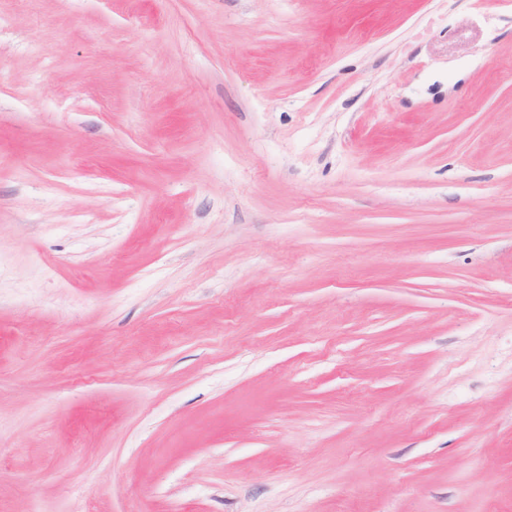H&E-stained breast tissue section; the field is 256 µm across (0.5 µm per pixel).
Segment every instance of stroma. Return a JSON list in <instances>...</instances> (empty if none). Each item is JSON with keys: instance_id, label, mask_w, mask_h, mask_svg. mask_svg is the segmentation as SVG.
<instances>
[{"instance_id": "obj_1", "label": "stroma", "mask_w": 512, "mask_h": 512, "mask_svg": "<svg viewBox=\"0 0 512 512\" xmlns=\"http://www.w3.org/2000/svg\"><path fill=\"white\" fill-rule=\"evenodd\" d=\"M512 512V0H0V512Z\"/></svg>"}]
</instances>
